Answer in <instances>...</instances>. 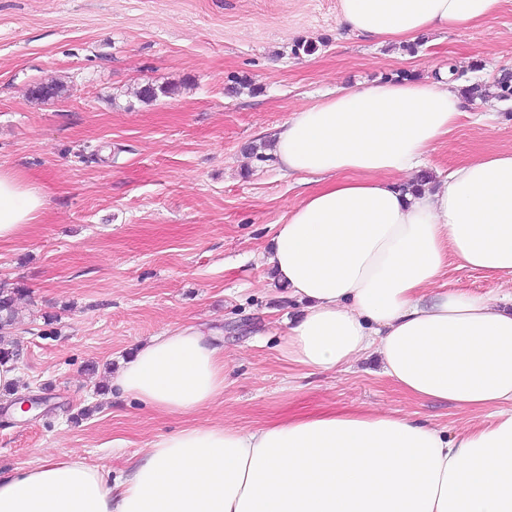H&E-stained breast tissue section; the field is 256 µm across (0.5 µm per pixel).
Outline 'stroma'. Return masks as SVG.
I'll use <instances>...</instances> for the list:
<instances>
[{
    "instance_id": "35a3bbf8",
    "label": "stroma",
    "mask_w": 512,
    "mask_h": 512,
    "mask_svg": "<svg viewBox=\"0 0 512 512\" xmlns=\"http://www.w3.org/2000/svg\"><path fill=\"white\" fill-rule=\"evenodd\" d=\"M319 44L295 53L297 43ZM406 43L348 33L339 0H0V166L26 173L48 206L0 241V284L21 289L15 392L0 393V469L50 455L128 471L185 423L257 426L351 406L404 410L457 429L446 404L416 403L377 357L290 377L276 346L295 311L261 255L310 191L270 156L292 113L339 86L422 79L455 62L458 89L512 73V0L475 27ZM252 88L229 90L233 79ZM67 87L40 102V82ZM165 88L138 101L137 88ZM429 155L431 176L512 151V100L471 98ZM258 154H248L249 146ZM449 287L502 295L512 283L449 264ZM178 322L219 331L224 394L185 419L109 390L137 343ZM43 398L24 419L16 396Z\"/></svg>"
}]
</instances>
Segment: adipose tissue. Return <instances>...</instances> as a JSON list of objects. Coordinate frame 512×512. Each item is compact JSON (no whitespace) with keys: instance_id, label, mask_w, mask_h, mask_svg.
Here are the masks:
<instances>
[{"instance_id":"adipose-tissue-1","label":"adipose tissue","mask_w":512,"mask_h":512,"mask_svg":"<svg viewBox=\"0 0 512 512\" xmlns=\"http://www.w3.org/2000/svg\"><path fill=\"white\" fill-rule=\"evenodd\" d=\"M503 0H340L339 22L407 42L480 24ZM466 103L445 74L337 91L274 134L284 174L317 185L275 225L263 262L300 303L280 353L307 372L374 354L397 389L481 418L449 430L357 406L255 427L187 425L129 471L39 458L0 472V512H512V295L442 283L449 260L512 279V151H488L411 191ZM44 197L0 168V240ZM224 348L185 323L140 342L111 385L170 416L224 393Z\"/></svg>"}]
</instances>
